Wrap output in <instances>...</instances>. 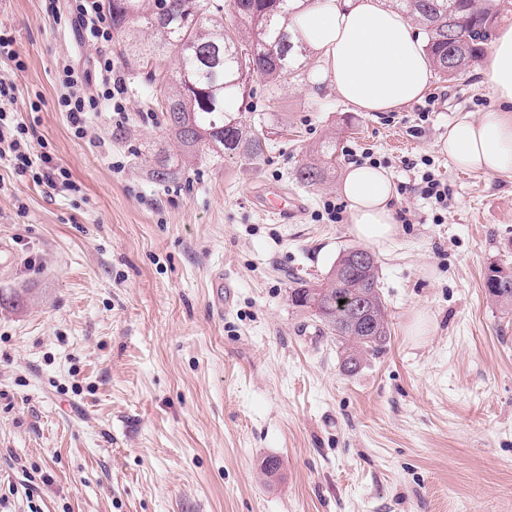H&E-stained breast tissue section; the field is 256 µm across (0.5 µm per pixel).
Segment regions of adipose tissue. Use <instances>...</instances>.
<instances>
[{"label": "adipose tissue", "mask_w": 512, "mask_h": 512, "mask_svg": "<svg viewBox=\"0 0 512 512\" xmlns=\"http://www.w3.org/2000/svg\"><path fill=\"white\" fill-rule=\"evenodd\" d=\"M297 26L324 61L314 83L334 87L357 111L402 110L422 99L430 86L431 63L419 34L387 0H318L299 14ZM481 73L496 108L450 124L441 149L458 168L511 177L512 24L499 29ZM340 192L357 238L379 247L396 238L395 187L384 169L349 165Z\"/></svg>", "instance_id": "obj_1"}]
</instances>
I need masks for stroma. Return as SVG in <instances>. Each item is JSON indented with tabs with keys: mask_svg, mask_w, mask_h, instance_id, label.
Here are the masks:
<instances>
[{
	"mask_svg": "<svg viewBox=\"0 0 512 512\" xmlns=\"http://www.w3.org/2000/svg\"><path fill=\"white\" fill-rule=\"evenodd\" d=\"M47 5L0 0L26 64L0 58L18 119L77 184L50 195L0 161V239L18 257L0 270V512H512V316L483 288L491 263L512 261V179L439 149L449 123L495 105L478 67L433 76L422 120L413 106L354 111L313 85L308 53L278 88L250 83L264 161L213 158L161 182L163 117L120 39L106 51L127 112L94 116L106 147L74 136L57 71L92 69L98 50ZM326 140L335 173L297 183ZM362 153L391 175L407 222L374 250L391 339L347 374L288 291L361 247L324 206ZM427 168L447 209L413 189ZM266 184L298 194L303 214L259 211ZM219 274L232 292L220 310Z\"/></svg>",
	"mask_w": 512,
	"mask_h": 512,
	"instance_id": "1",
	"label": "stroma"
}]
</instances>
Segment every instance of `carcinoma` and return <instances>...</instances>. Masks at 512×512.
Wrapping results in <instances>:
<instances>
[{
  "instance_id": "1",
  "label": "carcinoma",
  "mask_w": 512,
  "mask_h": 512,
  "mask_svg": "<svg viewBox=\"0 0 512 512\" xmlns=\"http://www.w3.org/2000/svg\"><path fill=\"white\" fill-rule=\"evenodd\" d=\"M309 7L318 0H105L112 33H152V41L133 46L127 65L145 85L163 94L170 143L155 157L153 174L167 181L205 156H229L257 162L264 155L268 131L246 123L229 104L245 100L246 81L262 77L276 87L295 72L304 56L292 17L296 3ZM423 34L434 69L451 81L483 56L489 46L484 27L496 23L500 0H392ZM174 57V67L153 65L159 55ZM336 167V142L322 143L313 160L299 166L295 179L314 185ZM363 248L343 251L325 281L313 287L296 279L290 288L293 307L307 311L336 341L341 368L359 369L391 339L382 298L378 261L357 266L351 257ZM484 288L489 299L512 314V267H489ZM345 300L361 307L364 322L353 323L338 309Z\"/></svg>"
}]
</instances>
